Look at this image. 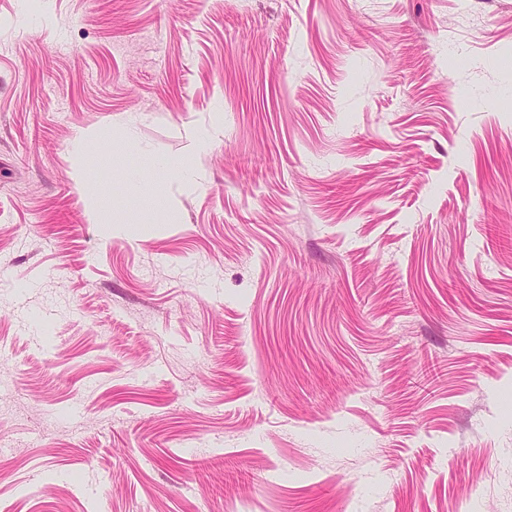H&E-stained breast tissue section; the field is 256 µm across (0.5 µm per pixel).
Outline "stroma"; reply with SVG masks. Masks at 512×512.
<instances>
[{"instance_id":"35a3bbf8","label":"stroma","mask_w":512,"mask_h":512,"mask_svg":"<svg viewBox=\"0 0 512 512\" xmlns=\"http://www.w3.org/2000/svg\"><path fill=\"white\" fill-rule=\"evenodd\" d=\"M0 275V512H512V0H0Z\"/></svg>"}]
</instances>
